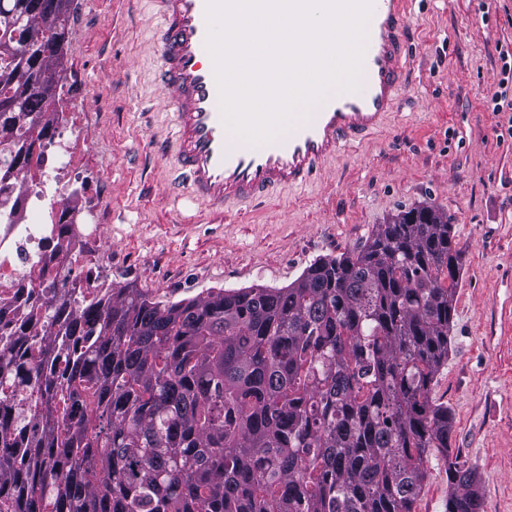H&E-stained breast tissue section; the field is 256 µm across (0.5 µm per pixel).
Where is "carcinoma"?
I'll return each instance as SVG.
<instances>
[{
  "instance_id": "obj_1",
  "label": "carcinoma",
  "mask_w": 512,
  "mask_h": 512,
  "mask_svg": "<svg viewBox=\"0 0 512 512\" xmlns=\"http://www.w3.org/2000/svg\"><path fill=\"white\" fill-rule=\"evenodd\" d=\"M74 0H0V206L55 143ZM61 205L27 321L0 334V512H415L452 418L433 401L459 282L448 217L420 206L286 288L174 303L108 288L74 309ZM37 349L28 365L19 350ZM447 512H480L478 476L448 461ZM0 389V399L11 406L12 413L18 414L27 410L33 394L32 386L27 387L26 384L14 378Z\"/></svg>"
}]
</instances>
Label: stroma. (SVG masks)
I'll use <instances>...</instances> for the list:
<instances>
[{
	"mask_svg": "<svg viewBox=\"0 0 512 512\" xmlns=\"http://www.w3.org/2000/svg\"><path fill=\"white\" fill-rule=\"evenodd\" d=\"M61 107L74 109L76 210L103 288L163 303L285 288L320 258L360 249L377 225L431 206L447 216L462 270L448 360L433 399L453 421L431 453L416 512H446L448 458L479 477L481 512H512V110L490 103L512 50V0H415L408 80L379 132L329 160L314 183L215 212L180 185L166 150L174 98L158 82L149 0H76Z\"/></svg>",
	"mask_w": 512,
	"mask_h": 512,
	"instance_id": "35a3bbf8",
	"label": "stroma"
}]
</instances>
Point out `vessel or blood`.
I'll list each match as a JSON object with an SVG mask.
<instances>
[{
	"label": "vessel or blood",
	"mask_w": 512,
	"mask_h": 512,
	"mask_svg": "<svg viewBox=\"0 0 512 512\" xmlns=\"http://www.w3.org/2000/svg\"><path fill=\"white\" fill-rule=\"evenodd\" d=\"M159 19L160 78L175 100L173 157L193 197L213 210L312 182L352 142L375 133L401 99L413 0H372L361 88L332 92L275 141L254 144L226 123L206 47L208 0H151Z\"/></svg>",
	"instance_id": "obj_1"
}]
</instances>
